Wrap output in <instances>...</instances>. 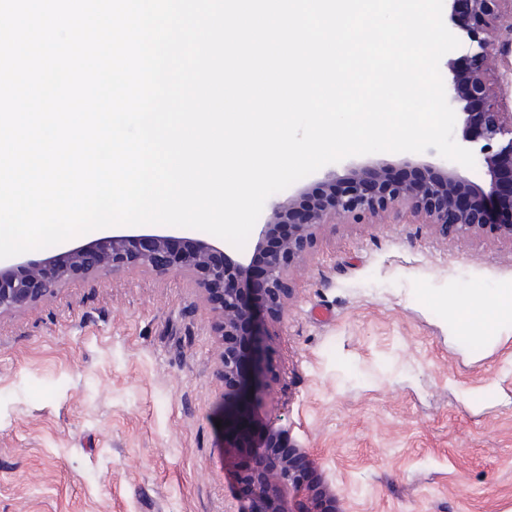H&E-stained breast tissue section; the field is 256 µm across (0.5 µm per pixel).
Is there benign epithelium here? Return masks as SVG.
Returning a JSON list of instances; mask_svg holds the SVG:
<instances>
[{
    "instance_id": "7a95c632",
    "label": "benign epithelium",
    "mask_w": 512,
    "mask_h": 512,
    "mask_svg": "<svg viewBox=\"0 0 512 512\" xmlns=\"http://www.w3.org/2000/svg\"><path fill=\"white\" fill-rule=\"evenodd\" d=\"M464 8L452 5L450 19L465 41L463 70L450 67L452 78L445 88L449 105L462 126V147L479 146L487 185L481 186L454 168L428 167L427 175L416 183L395 176L385 165L364 164L350 168L338 186L327 180L322 200L305 211L294 204H279L272 220L258 228L256 248L273 235L277 223L294 225L292 234L265 259L262 290L266 307L276 309L287 289L284 279L290 264L303 256L325 224L339 215L356 219L377 216L397 205L405 206L425 223L441 230H453L464 238L489 228L512 241V112L508 101L490 90L486 62L495 47L487 29L502 19L512 34V0H462ZM173 237L161 232L123 234L104 237L69 249L47 259L56 273L44 277L40 265L19 261L0 268V314L14 311L52 294L70 276H95L138 263L161 273L189 272L211 293L219 305L218 319L224 336L222 375L229 400L224 409V442L235 456L249 459L247 479L250 490L240 512H340L336 495L325 482L305 479L301 465L309 464L306 451L288 448V431L277 430L263 443L253 440L252 405L258 395L265 363L259 350H253L251 377L243 380L246 355L236 345L242 323H253L256 312L240 302L238 290L245 285V259L224 255L215 245L185 241L175 253L169 243Z\"/></svg>"
}]
</instances>
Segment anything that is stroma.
I'll list each match as a JSON object with an SVG mask.
<instances>
[{"label": "stroma", "mask_w": 512, "mask_h": 512, "mask_svg": "<svg viewBox=\"0 0 512 512\" xmlns=\"http://www.w3.org/2000/svg\"><path fill=\"white\" fill-rule=\"evenodd\" d=\"M325 165L274 205L346 175ZM261 318L259 432L284 428L344 512H512V241L444 235L398 206L324 225ZM189 273L75 275L0 315V512H237L224 338Z\"/></svg>", "instance_id": "1"}]
</instances>
